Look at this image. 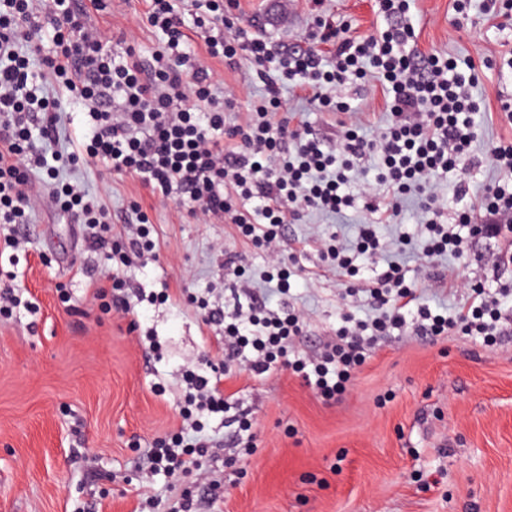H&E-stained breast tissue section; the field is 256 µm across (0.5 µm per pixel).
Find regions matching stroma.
I'll list each match as a JSON object with an SVG mask.
<instances>
[{
  "label": "stroma",
  "mask_w": 512,
  "mask_h": 512,
  "mask_svg": "<svg viewBox=\"0 0 512 512\" xmlns=\"http://www.w3.org/2000/svg\"><path fill=\"white\" fill-rule=\"evenodd\" d=\"M481 2L471 0L462 20L454 0H416L413 10L418 50L481 67L474 94L484 108L474 116L473 152L484 163L465 202L445 204L449 219L471 205L476 224L485 188L502 177L485 152L512 138V122L498 110L499 97L512 98V67L505 64L512 26L498 28ZM324 8L352 36L384 25L378 0H325ZM146 11L145 0H107L105 9L90 11L116 60H125L131 46L144 62L159 49L162 34L146 24ZM236 13L241 26L225 30V39L245 29L278 45L303 44L315 17L311 0H237ZM486 58L497 67L483 68ZM213 72L219 91L235 98L231 121L266 93L246 56L232 67L214 63ZM45 91L65 128L63 150L78 151L90 136L82 106L55 83ZM279 97L280 116L335 138L336 113L286 87ZM60 177L79 182L104 204L113 224H122L131 203L142 205L159 255L122 276L146 294L168 289L170 299L102 313L87 284L107 268L87 252L81 226L38 211L20 227L26 253L15 264L0 255V270L14 272L15 287L33 307L0 320V512H172L184 489L206 495L212 479L224 486L218 512H512V340L490 350L464 336H418L407 327L379 341L333 405L288 368L262 379L233 370L223 381L224 395L248 409L255 451L231 469L224 449L216 448L198 481L141 477L155 438L181 424L180 372L223 361L221 326L203 324L188 296L221 306L236 289L249 288L270 308L294 307L305 317L295 351L314 355L333 337L342 313L362 318L372 312L363 297L348 296L350 279L322 259L323 243L334 235L356 242L360 225L372 223L381 242L395 249L420 222V195L408 196L399 215L380 225L361 201L337 215L301 211L282 231L284 255H298L301 267L283 296L259 278L263 250L222 220L199 222L175 201L157 200L137 178L99 167L69 166ZM471 253L470 266L447 256L438 271L459 282L491 275L492 245L473 241ZM229 259L241 277L226 275ZM402 261L431 304L453 312L466 303L464 290L436 282L417 255ZM61 288L70 305L59 301ZM136 323L153 331L160 358L139 346L131 330Z\"/></svg>",
  "instance_id": "1"
}]
</instances>
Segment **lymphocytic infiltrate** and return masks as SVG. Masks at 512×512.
I'll list each match as a JSON object with an SVG mask.
<instances>
[{
  "instance_id": "obj_1",
  "label": "lymphocytic infiltrate",
  "mask_w": 512,
  "mask_h": 512,
  "mask_svg": "<svg viewBox=\"0 0 512 512\" xmlns=\"http://www.w3.org/2000/svg\"><path fill=\"white\" fill-rule=\"evenodd\" d=\"M413 2L381 0L388 25L376 35L352 37L318 19L312 38L330 45L326 58L311 49H277L260 34L226 41L216 29L233 24L230 5L205 0V14L194 18L205 59L231 64L246 53L267 88L263 104L249 108L243 122L230 123L225 103L215 94L212 70L186 49L189 35L172 0H150L146 20L162 32L164 42L148 65L133 57L116 61L108 39L87 25L78 0H53L46 12L41 0H0V223L10 227L0 241L19 250L17 225L45 208L82 225L87 250L102 260L128 267L155 257L157 243L144 212L135 211L122 232H113L108 209L82 185L60 180L61 168L79 161L138 177L153 196L176 197L196 219H227L240 236L268 252L264 278L283 295L290 288L279 257L284 225L293 223L301 209L335 213L359 195L383 197L389 219L399 213L405 195L418 192L425 214L421 260L434 265L449 255L468 263L470 239H494L512 227V190L500 184L486 189L482 207L489 223H472L464 210L454 223H444L441 193L464 200L476 166L473 116L482 105L472 90L479 75L463 71L456 59L414 49ZM47 27L54 31L48 52L41 41ZM23 43L28 53L20 52ZM35 56L41 68L33 67ZM369 76L386 90L392 116L375 139L345 121L352 107L337 95ZM50 80L63 84L88 109L92 136L80 152L65 155L55 149L60 116L54 101L41 94ZM285 85L312 91L321 107L342 113L333 142L317 137L306 124L277 118L279 90ZM369 154L378 160L376 175L351 194L356 161ZM38 174L49 181L47 191H36ZM251 201L254 211L243 210V203ZM356 250L376 270L363 288L376 317L344 315L334 342L315 356L289 359L293 373L324 402H339L378 340L405 325L419 336H467L489 348L512 335V318L503 308L504 300H512V280L492 289L482 281L468 283L466 304L448 317L434 312L418 283L387 258L374 225H361ZM189 302L203 312L205 323L223 325L225 362L254 351L247 366L257 378L289 358L302 333L300 314L275 312L249 299L235 301L227 311L199 296ZM223 379L215 370L182 373V427L155 439L147 456L151 468L182 475L208 455L212 442L199 436L203 418L230 413Z\"/></svg>"
}]
</instances>
